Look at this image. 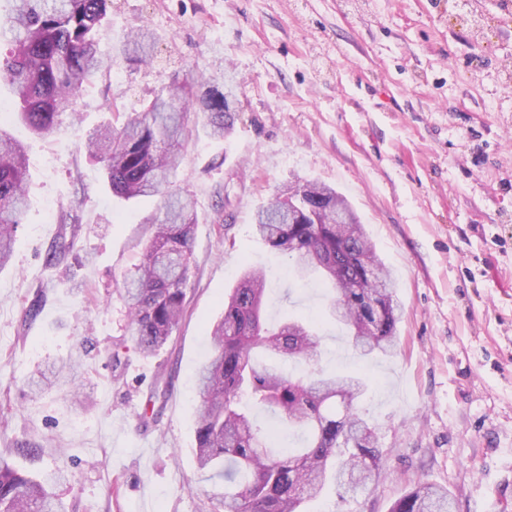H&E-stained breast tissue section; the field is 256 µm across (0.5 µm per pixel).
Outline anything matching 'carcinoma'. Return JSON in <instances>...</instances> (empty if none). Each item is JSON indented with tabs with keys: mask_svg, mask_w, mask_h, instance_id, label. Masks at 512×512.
Returning <instances> with one entry per match:
<instances>
[{
	"mask_svg": "<svg viewBox=\"0 0 512 512\" xmlns=\"http://www.w3.org/2000/svg\"><path fill=\"white\" fill-rule=\"evenodd\" d=\"M0 11V82L17 95V115L38 137L56 134L74 116L83 84L119 60L147 64L152 32L134 28L119 50L99 53L110 0H5ZM221 73L173 81L139 112L119 124H101L86 136L87 152L102 164L112 193L124 199L160 198L155 230L142 262L124 276L119 296L131 314L134 349L143 356L165 345L186 314L197 215L187 198L170 192L181 149L193 138L194 114L207 136L222 139L234 125L236 98L221 91ZM25 147L0 132V268L11 257L27 205ZM296 203L322 208L317 224L288 223V193ZM348 200L323 183L304 180L278 188L254 215L253 232L292 261L303 283L318 272L332 284L322 317L346 327L362 357L391 354L397 346L399 304L392 275L376 254L358 216L330 224ZM267 278L249 266L224 301L211 349L198 368L195 452L199 468L224 480V512H306L307 504L334 483L346 491L367 486L385 468L374 427L356 403L364 383L356 375L317 373L294 378L261 366L255 352L272 359L311 358L319 344L314 320L288 318L270 328L264 312ZM271 410L280 425L306 436L301 448H279L274 433L256 425L253 411ZM50 479L16 468L0 456V512H66ZM454 497L428 483L405 492L391 512H451Z\"/></svg>",
	"mask_w": 512,
	"mask_h": 512,
	"instance_id": "carcinoma-1",
	"label": "carcinoma"
}]
</instances>
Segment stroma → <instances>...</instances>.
Segmentation results:
<instances>
[{"mask_svg":"<svg viewBox=\"0 0 512 512\" xmlns=\"http://www.w3.org/2000/svg\"><path fill=\"white\" fill-rule=\"evenodd\" d=\"M135 25L154 33L150 65L84 84L55 136H32L0 88L30 176L0 269V453L62 469L67 512H222L224 483L194 452L195 374L246 266L267 272L269 320L324 309L325 288L286 277L251 227L278 187L316 180L358 214L402 311L393 356L358 359L328 324L317 357L289 364L364 378L357 409L386 457L366 489L328 487L311 512H389L418 482L455 512L512 506V0H112L101 50ZM219 69L238 84L234 129L198 131L175 182L197 211L188 312L145 357L117 290L160 200L113 196L82 132L108 106L138 111L172 77ZM64 235L73 252L47 264ZM63 364L73 376L26 385Z\"/></svg>","mask_w":512,"mask_h":512,"instance_id":"35a3bbf8","label":"stroma"}]
</instances>
